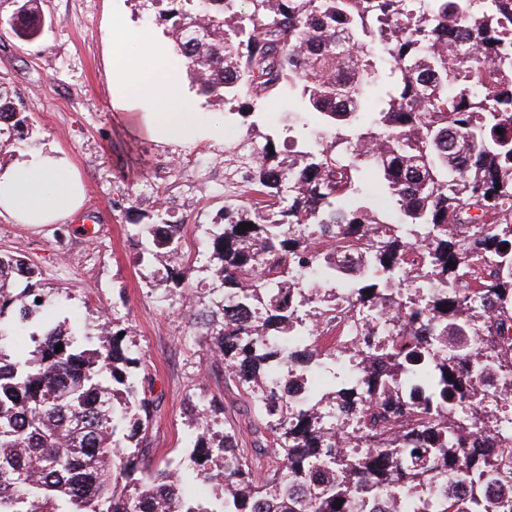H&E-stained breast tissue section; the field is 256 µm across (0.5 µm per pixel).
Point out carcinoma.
<instances>
[{
	"mask_svg": "<svg viewBox=\"0 0 512 512\" xmlns=\"http://www.w3.org/2000/svg\"><path fill=\"white\" fill-rule=\"evenodd\" d=\"M164 1L203 94L248 108L286 96L329 130L318 146L290 139L286 163L265 138L247 175L258 200L224 208L212 233L224 306L202 338L269 446L214 431L213 405L190 477L219 494L185 498L140 450L153 400L122 329L88 345L48 324L28 351L17 336L44 294L26 261L0 254V512H380L383 499L406 512L401 496L419 492L416 512L512 508V0H152ZM36 2L11 25L21 41L43 31ZM374 190L397 214L364 205ZM181 229L161 217L141 234L177 256ZM319 259L343 278L303 287ZM338 288L360 365L303 405L277 396L284 339L335 329ZM245 305L254 320L230 313ZM306 358L318 375L336 352Z\"/></svg>",
	"mask_w": 512,
	"mask_h": 512,
	"instance_id": "cac0c4a2",
	"label": "carcinoma"
}]
</instances>
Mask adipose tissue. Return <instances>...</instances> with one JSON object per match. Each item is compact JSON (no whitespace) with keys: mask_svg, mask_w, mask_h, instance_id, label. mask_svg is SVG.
<instances>
[{"mask_svg":"<svg viewBox=\"0 0 512 512\" xmlns=\"http://www.w3.org/2000/svg\"><path fill=\"white\" fill-rule=\"evenodd\" d=\"M111 53L112 106L149 137L166 142L214 128L211 115L192 109L178 93L173 46L157 50V40L121 18L106 32ZM84 183L69 155L57 146L22 154L0 165V217L17 224H59L83 205Z\"/></svg>","mask_w":512,"mask_h":512,"instance_id":"1","label":"adipose tissue"}]
</instances>
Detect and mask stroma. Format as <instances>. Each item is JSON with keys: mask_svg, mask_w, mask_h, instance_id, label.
I'll list each match as a JSON object with an SVG mask.
<instances>
[{"mask_svg": "<svg viewBox=\"0 0 512 512\" xmlns=\"http://www.w3.org/2000/svg\"><path fill=\"white\" fill-rule=\"evenodd\" d=\"M43 36L17 40L10 28L17 4L0 0V94L17 108L18 124L0 126V164L53 144L74 161L86 186L80 212L67 222L34 228L0 218V253L33 263L47 298L28 323L24 343L35 348L44 321L96 333L105 321L127 331L126 343L152 381L154 413L148 454L180 475L193 466L196 419L222 403L220 426L251 447L263 423L253 403L233 386L224 358L205 345L195 316L218 314L224 289L210 270V233L224 209L252 201L248 186L224 188V149L233 140L263 145L273 138L287 160L289 130L306 141L322 126L287 99L259 108L253 118L202 94L191 79L190 104L224 122V133L164 143L128 127L112 106L103 32L113 14L167 37L170 21L140 0H38ZM182 223V254L194 267L188 283L167 280L168 259L150 254L136 227L157 215Z\"/></svg>", "mask_w": 512, "mask_h": 512, "instance_id": "obj_1", "label": "stroma"}]
</instances>
